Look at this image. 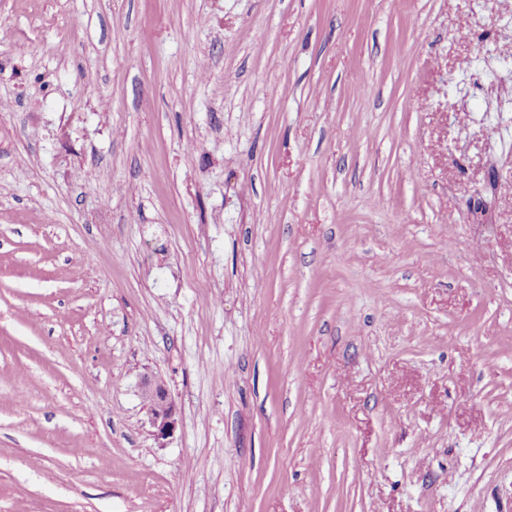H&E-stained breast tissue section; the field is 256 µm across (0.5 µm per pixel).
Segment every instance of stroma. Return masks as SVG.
Instances as JSON below:
<instances>
[{"label":"stroma","mask_w":512,"mask_h":512,"mask_svg":"<svg viewBox=\"0 0 512 512\" xmlns=\"http://www.w3.org/2000/svg\"><path fill=\"white\" fill-rule=\"evenodd\" d=\"M0 512H512V0H0ZM141 391L150 406L155 437L157 440H165L175 428L177 413L167 385L160 378H147L142 383Z\"/></svg>","instance_id":"obj_1"}]
</instances>
